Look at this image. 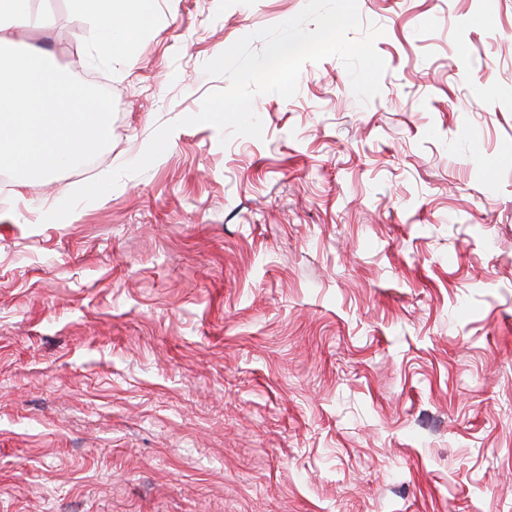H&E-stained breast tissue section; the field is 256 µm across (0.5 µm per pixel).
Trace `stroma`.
I'll return each mask as SVG.
<instances>
[{
  "label": "stroma",
  "mask_w": 512,
  "mask_h": 512,
  "mask_svg": "<svg viewBox=\"0 0 512 512\" xmlns=\"http://www.w3.org/2000/svg\"><path fill=\"white\" fill-rule=\"evenodd\" d=\"M306 0H156L131 63L34 0L29 42L111 95L92 163L0 184V512H512V0H359L340 59L256 98L263 136L178 128L205 62Z\"/></svg>",
  "instance_id": "1"
}]
</instances>
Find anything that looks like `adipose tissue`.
<instances>
[{
	"label": "adipose tissue",
	"mask_w": 512,
	"mask_h": 512,
	"mask_svg": "<svg viewBox=\"0 0 512 512\" xmlns=\"http://www.w3.org/2000/svg\"><path fill=\"white\" fill-rule=\"evenodd\" d=\"M89 22L87 64L130 60L136 35L155 20V0H72ZM37 20L30 0H0V167L16 187L86 157L111 136L96 87L69 78L42 49L23 43Z\"/></svg>",
	"instance_id": "ef3b65f1"
}]
</instances>
